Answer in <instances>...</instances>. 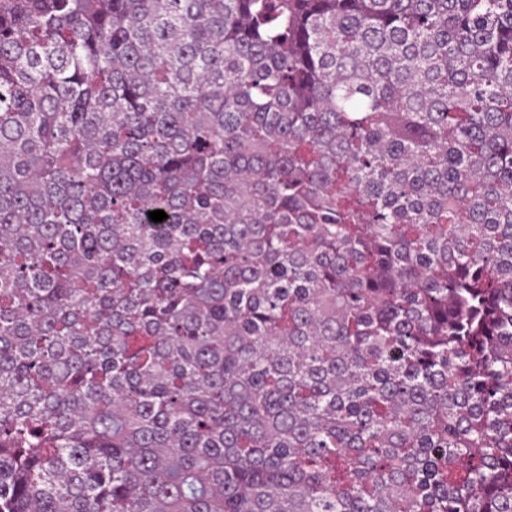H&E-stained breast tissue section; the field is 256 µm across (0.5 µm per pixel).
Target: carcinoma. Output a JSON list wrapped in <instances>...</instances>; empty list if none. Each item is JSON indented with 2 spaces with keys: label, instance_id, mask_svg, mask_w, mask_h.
Instances as JSON below:
<instances>
[{
  "label": "carcinoma",
  "instance_id": "1",
  "mask_svg": "<svg viewBox=\"0 0 512 512\" xmlns=\"http://www.w3.org/2000/svg\"><path fill=\"white\" fill-rule=\"evenodd\" d=\"M0 512H512V0H0Z\"/></svg>",
  "mask_w": 512,
  "mask_h": 512
}]
</instances>
